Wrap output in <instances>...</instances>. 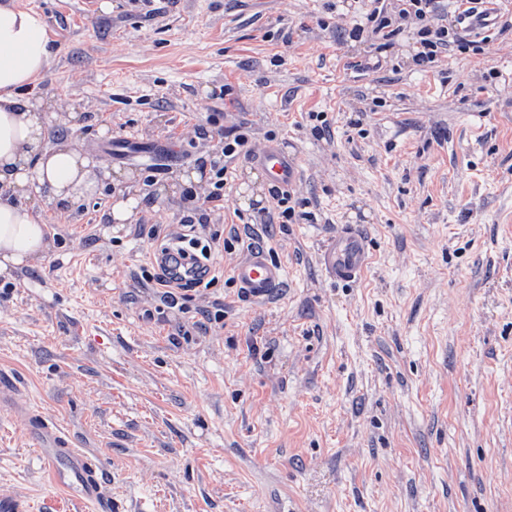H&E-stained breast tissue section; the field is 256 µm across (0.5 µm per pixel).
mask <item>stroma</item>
<instances>
[{
	"label": "stroma",
	"instance_id": "1",
	"mask_svg": "<svg viewBox=\"0 0 512 512\" xmlns=\"http://www.w3.org/2000/svg\"><path fill=\"white\" fill-rule=\"evenodd\" d=\"M19 3L54 40L55 113L79 115L50 140L113 183L43 210L50 252L0 293V512H92L50 482L30 413L102 465L112 512H512V6L425 72L416 25L346 37L358 0ZM241 128L296 150L315 219L264 230L265 176L232 162L204 222L251 225L286 279L168 306L131 278L147 232L201 205ZM128 137L173 147L154 181L109 155ZM343 230L372 249L351 286L317 261Z\"/></svg>",
	"mask_w": 512,
	"mask_h": 512
}]
</instances>
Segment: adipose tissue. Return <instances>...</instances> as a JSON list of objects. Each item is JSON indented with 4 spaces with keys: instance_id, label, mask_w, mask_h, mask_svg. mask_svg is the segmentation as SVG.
<instances>
[{
    "instance_id": "1",
    "label": "adipose tissue",
    "mask_w": 512,
    "mask_h": 512,
    "mask_svg": "<svg viewBox=\"0 0 512 512\" xmlns=\"http://www.w3.org/2000/svg\"><path fill=\"white\" fill-rule=\"evenodd\" d=\"M51 43L39 12L0 0V273L37 264L51 248L29 194L48 206L75 207L111 177L72 138L47 141L51 105L39 85Z\"/></svg>"
}]
</instances>
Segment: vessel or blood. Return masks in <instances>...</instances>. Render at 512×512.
Segmentation results:
<instances>
[{"instance_id":"vessel-or-blood-1","label":"vessel or blood","mask_w":512,"mask_h":512,"mask_svg":"<svg viewBox=\"0 0 512 512\" xmlns=\"http://www.w3.org/2000/svg\"><path fill=\"white\" fill-rule=\"evenodd\" d=\"M496 21V0H474L472 9L461 15L459 28L463 32L477 34L493 27ZM251 162L264 172L273 190L291 191L301 176L296 154L279 142L262 144L253 152ZM318 261L328 279L356 281L370 263L368 241L352 232L336 233L320 249ZM231 272L237 287L253 300L268 299L285 280L283 266L259 247H251L241 253L232 264ZM35 435L53 483L70 490L81 501L97 504L98 512H109L102 482L90 467L86 455L70 447L67 440L49 424H40Z\"/></svg>"}]
</instances>
